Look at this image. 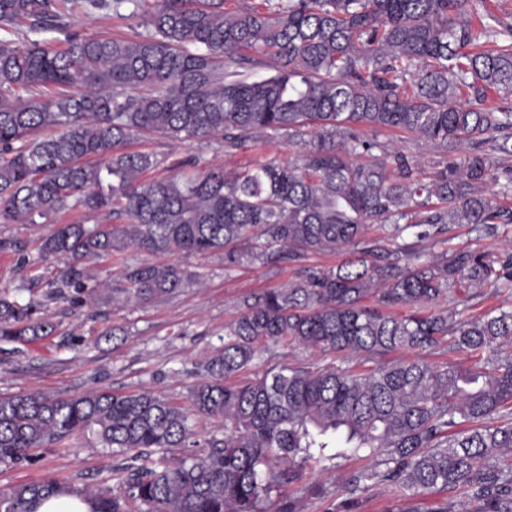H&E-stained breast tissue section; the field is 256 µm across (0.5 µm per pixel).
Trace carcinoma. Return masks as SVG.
Masks as SVG:
<instances>
[{"mask_svg":"<svg viewBox=\"0 0 512 512\" xmlns=\"http://www.w3.org/2000/svg\"><path fill=\"white\" fill-rule=\"evenodd\" d=\"M0 0V218L34 224L77 211L41 239L64 256L53 294L95 301L84 288L92 257L134 247L150 254H224L228 271H274L346 251L332 268L244 296L224 345L201 366L189 408L148 391L41 392L0 397V462L89 432L116 454L135 453L117 489L85 485L93 512H266L270 494L300 477L297 460H367L344 485L352 496L387 483L409 498L460 493L468 512H512V309L466 319L433 307L457 293L512 291V256L452 249L423 260L449 224L487 236L512 224L488 192L512 191V24L483 22L486 0ZM144 18L124 38L70 29L77 12ZM63 35L58 43L27 33ZM396 130L442 154L425 182L409 156L364 137ZM140 135L219 137L237 149L262 136L298 148L286 164L177 165L143 174L157 155L130 151ZM368 155L372 160L358 162ZM90 215L98 216L93 224ZM391 225L394 248L366 236ZM182 271L129 266L111 300L139 303L184 287ZM37 306L0 295V338L29 343L52 326ZM290 339L356 358L348 367L296 366L231 383L262 343ZM466 353L472 365L408 358L359 370L404 349ZM223 418L224 437L200 442L191 417ZM181 449L173 457L151 454ZM65 489L22 483L0 512H34Z\"/></svg>","mask_w":512,"mask_h":512,"instance_id":"cac0c4a2","label":"carcinoma"}]
</instances>
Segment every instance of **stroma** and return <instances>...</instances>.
Returning <instances> with one entry per match:
<instances>
[{
	"instance_id": "35a3bbf8",
	"label": "stroma",
	"mask_w": 512,
	"mask_h": 512,
	"mask_svg": "<svg viewBox=\"0 0 512 512\" xmlns=\"http://www.w3.org/2000/svg\"><path fill=\"white\" fill-rule=\"evenodd\" d=\"M73 27L85 34L107 37L139 32L138 19L118 20L105 12L79 14ZM133 150L157 154L160 164L149 171L152 179L168 176L173 162L197 158L201 165L232 171L253 163H285L297 154L281 139L263 138L245 147L225 150L218 139L179 141L158 137L135 140ZM54 230L50 224L0 222V238L26 245V260L18 262L12 252H0V294L20 301L40 302L54 325L53 334L28 344L0 340V395L41 391L71 397L90 390L114 393L149 391L186 403L198 365L223 344L224 325L239 313L242 296L259 293L292 278V270L273 272L260 263L225 271L224 257L174 251L155 256L127 248L97 259L91 273L94 282L112 287L123 270L143 262L170 265L190 274L191 280L175 294L146 304L101 301L90 305L79 295L53 298L50 285L65 267L62 258H42L41 237ZM450 248H482L506 258L512 256V224L500 227L488 238L472 224L449 225L445 235ZM339 362L338 354L307 348L284 340L269 345L242 373L255 378L285 366L325 367ZM34 462L14 466L0 463V493L29 481H58L71 486L93 484L115 487L113 469L120 458L89 435L76 434L63 445L38 448ZM299 480L272 492L266 506L278 512L284 502H293L295 512H402L412 506L432 512L447 503L449 512H463L465 501L455 492H426L415 499L389 485L370 487L348 497L343 483L350 466L335 461L300 464Z\"/></svg>"
}]
</instances>
